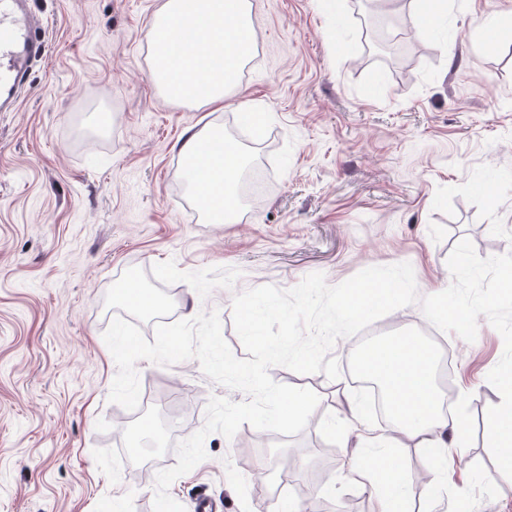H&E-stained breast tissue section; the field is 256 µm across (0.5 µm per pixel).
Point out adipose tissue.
<instances>
[{
    "instance_id": "obj_1",
    "label": "adipose tissue",
    "mask_w": 512,
    "mask_h": 512,
    "mask_svg": "<svg viewBox=\"0 0 512 512\" xmlns=\"http://www.w3.org/2000/svg\"><path fill=\"white\" fill-rule=\"evenodd\" d=\"M258 37L249 0H163L151 31V74L174 101L223 102L227 89L253 54ZM190 183L208 219L233 222L229 201L237 194L241 166L237 144L202 132L181 146ZM361 367L388 393L395 440L446 448L447 434L462 435L463 422L447 421L440 408L431 351L411 336H391L366 348ZM349 467L368 473L377 489V512H403L398 494L405 482L392 451L352 457Z\"/></svg>"
}]
</instances>
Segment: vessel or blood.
Instances as JSON below:
<instances>
[{
    "label": "vessel or blood",
    "instance_id": "obj_1",
    "mask_svg": "<svg viewBox=\"0 0 512 512\" xmlns=\"http://www.w3.org/2000/svg\"><path fill=\"white\" fill-rule=\"evenodd\" d=\"M46 45L45 24L29 0H0V112L17 109L29 69Z\"/></svg>",
    "mask_w": 512,
    "mask_h": 512
}]
</instances>
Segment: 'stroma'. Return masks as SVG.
<instances>
[{"instance_id":"1","label":"stroma","mask_w":512,"mask_h":512,"mask_svg":"<svg viewBox=\"0 0 512 512\" xmlns=\"http://www.w3.org/2000/svg\"><path fill=\"white\" fill-rule=\"evenodd\" d=\"M162 0H31L47 52L17 111L0 112V512H153L155 476L198 431L211 397L245 393L194 359L137 362L154 445L132 449L142 419L109 402L117 366L103 335L114 318L153 339L156 323L218 311L234 355L236 293L336 285L363 269L413 267L419 297L446 289V261L470 239L483 258L512 253V38L489 47L485 15L512 26V0H450V40L417 30L402 6L386 19L403 61L364 56L371 0H250L256 52L222 104L166 99L152 80L149 32ZM266 112L243 136L260 144L263 189L229 224L209 223L187 179L183 141ZM134 279L160 300L117 301ZM401 334L434 353L440 398L467 432L437 456L408 445L406 512H512V479L485 442L488 382L504 341L486 318L467 342L434 328L420 305L397 309L336 342L338 379L272 367L319 405L285 436L245 424L212 433L206 460L169 487L185 512H373L375 493L345 462L390 426L352 370L359 350ZM439 484L436 497L421 488Z\"/></svg>"}]
</instances>
